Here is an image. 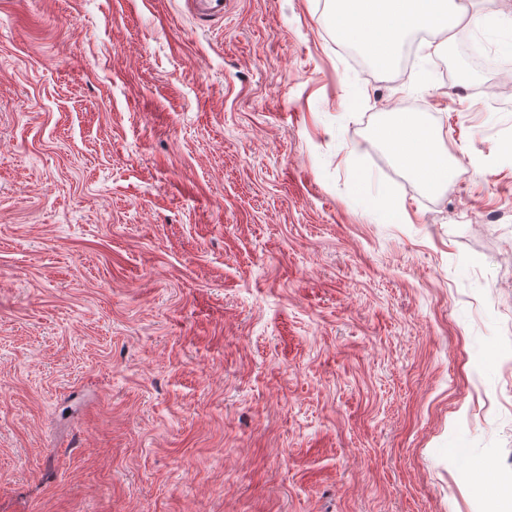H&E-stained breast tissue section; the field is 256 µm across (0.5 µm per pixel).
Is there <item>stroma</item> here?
I'll return each instance as SVG.
<instances>
[{
	"label": "stroma",
	"instance_id": "1",
	"mask_svg": "<svg viewBox=\"0 0 512 512\" xmlns=\"http://www.w3.org/2000/svg\"><path fill=\"white\" fill-rule=\"evenodd\" d=\"M473 2L380 69L331 0H0V512H512V92L461 49L512 63V0ZM381 137L413 180L430 188L448 182V161L439 148V137L414 114L388 124Z\"/></svg>",
	"mask_w": 512,
	"mask_h": 512
}]
</instances>
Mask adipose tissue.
Segmentation results:
<instances>
[{"mask_svg": "<svg viewBox=\"0 0 512 512\" xmlns=\"http://www.w3.org/2000/svg\"><path fill=\"white\" fill-rule=\"evenodd\" d=\"M335 28L346 43L357 46L377 66L385 68L400 57L405 41L415 33L475 25L479 17L464 0H333ZM381 137L393 158L416 182L435 188L448 181V161L438 135L415 116L386 126Z\"/></svg>", "mask_w": 512, "mask_h": 512, "instance_id": "ef3b65f1", "label": "adipose tissue"}]
</instances>
